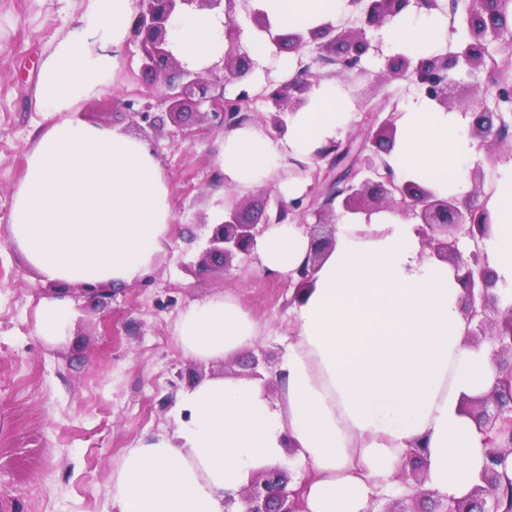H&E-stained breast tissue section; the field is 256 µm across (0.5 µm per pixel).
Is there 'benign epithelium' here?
<instances>
[{
  "mask_svg": "<svg viewBox=\"0 0 512 512\" xmlns=\"http://www.w3.org/2000/svg\"><path fill=\"white\" fill-rule=\"evenodd\" d=\"M352 11L357 13L358 26L342 34L334 55L325 58V63L339 66L346 72L362 70L361 62L370 49L367 29L379 27L414 3L429 11L439 8L438 0H347ZM142 9L134 21L133 33L143 57V69L154 80L163 83L167 92L163 102L167 116L174 123L188 116V110L207 103L211 112L203 118L212 117L230 129L240 123L241 106L252 98L251 87L244 83L252 68L247 52L240 49L237 41L239 29L235 24L238 5L246 0H141ZM507 0H470L464 23L470 39L457 52L433 54L416 62L407 56L394 57L387 66L382 79L405 77L423 95L450 111L454 108L453 89L458 81L451 73L466 69L474 75L487 65L486 36L496 37L506 24ZM223 8L227 19L224 36L229 48L222 58L224 81L240 82L242 88L233 100L224 99L216 92L217 84L209 82L201 72L184 69L167 49L168 25L174 13L186 9ZM259 31L265 33L270 42L278 46L285 39L293 42L295 49L305 46L301 33L287 36L272 29L266 16L255 10L248 11ZM317 79L303 69L299 76L267 89L265 98L278 111L273 124L283 127L279 112L295 110L306 102V93ZM471 87L478 96L494 94L501 101H512V85H481L474 81ZM471 108L470 134L481 141L487 149L489 162L497 161L493 146L508 137L507 123L500 112L486 107L480 99H474ZM382 109L374 112V121L379 123L375 135L366 137L351 151V144L339 141L329 143L319 150L317 158L328 160L334 177L325 184H315L310 195L290 203L277 200L275 223H283L290 215L303 216L309 212L319 217L333 216V204L340 201L346 212L370 215L383 210L395 209L402 215L420 220L418 235L422 248L431 250L447 260L457 272V280L464 289L463 310L467 322L473 325L469 331L471 342L479 343V337L487 336L497 343L493 360L502 373L496 384L485 394L464 403V411L473 417L484 435L486 455L490 465L486 467L479 483L464 497L444 501L435 500L437 512H501L500 488L502 473L496 465L512 454V311L493 318L489 315V303L495 278L487 266L483 239L487 237L491 224L486 201L476 200L479 189L473 190V199L459 209L456 199L440 198L432 191L414 183H397L387 166L383 153L395 135V116L390 112L380 118ZM366 173L356 181L360 173ZM310 247L307 259L288 276L296 282V295H301L312 281L313 273L323 256L336 243V223L306 224ZM262 230L254 224H241L236 213L229 219L214 225L200 264L210 262L228 263L235 255H251L256 237ZM290 476L279 466H265L252 472L248 484L234 497L225 495V512H302L300 495L302 488L290 489Z\"/></svg>",
  "mask_w": 512,
  "mask_h": 512,
  "instance_id": "7a95c632",
  "label": "benign epithelium"
}]
</instances>
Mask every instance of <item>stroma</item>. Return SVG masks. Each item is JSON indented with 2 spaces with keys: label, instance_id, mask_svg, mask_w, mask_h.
I'll list each match as a JSON object with an SVG mask.
<instances>
[{
  "label": "stroma",
  "instance_id": "35a3bbf8",
  "mask_svg": "<svg viewBox=\"0 0 512 512\" xmlns=\"http://www.w3.org/2000/svg\"><path fill=\"white\" fill-rule=\"evenodd\" d=\"M86 6L87 0H0V512H114L113 475L128 449L173 435L189 374L203 380L255 371L268 400L278 403V364L295 333L293 282L267 278L242 254L228 268L199 264L214 223L232 212L241 223H264L275 215L279 188L228 189L214 166L223 129L165 119L163 89L144 72L136 48L111 74V95L83 102L80 116L140 137L159 157L174 213L163 251L137 280L98 304L77 287L43 281L11 241L13 195L52 123L35 105L39 66ZM367 37L377 49L359 72L321 65L314 42L299 51L273 47L247 76L257 98L243 108L245 122L272 129L273 109L260 94L281 83L285 62L322 72L351 95L346 138L368 130L375 103L404 112L418 91L408 80L385 79L392 53L382 46L383 28ZM130 101L150 106L158 125L137 126ZM217 292L236 297L260 336L249 350L206 363L179 348L175 325L181 312ZM57 297L74 319L67 338L54 342L39 335L37 312Z\"/></svg>",
  "mask_w": 512,
  "mask_h": 512
}]
</instances>
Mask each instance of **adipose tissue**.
<instances>
[{"label":"adipose tissue","instance_id":"ef3b65f1","mask_svg":"<svg viewBox=\"0 0 512 512\" xmlns=\"http://www.w3.org/2000/svg\"><path fill=\"white\" fill-rule=\"evenodd\" d=\"M249 5L278 32L313 29L346 10V0ZM139 11L137 0H88L40 67L37 103L62 119L26 159L9 234L46 281L131 284L153 264L174 220L149 144L78 116L82 102L110 94L108 76L125 60ZM224 22L210 10L171 18L169 48L183 67L202 71L223 57ZM445 28L433 14L403 15L387 39L419 58L440 47ZM351 118L347 100L318 81L284 132L241 125L225 133L215 166L228 187L264 186L288 158L314 163ZM467 124L428 98L411 102L385 156L395 179L465 197V166L478 157ZM487 207L484 250L501 314L512 308V162L498 168ZM341 223L295 306L296 332L278 366L282 403L270 404L255 380L216 376L190 387L175 436L127 451L113 479L117 512H224L225 491L278 460L289 440L312 470L304 512H367L374 497L395 490L394 475L417 444L426 447L428 491L448 500L470 491L487 458L482 433L459 406L499 378L494 346L471 343L455 271L423 252L415 224L394 210L347 213ZM308 251V237L292 224L270 225L256 240L263 269L279 277ZM259 333L224 292L194 303L176 324L183 352L204 362L248 350Z\"/></svg>","mask_w":512,"mask_h":512}]
</instances>
